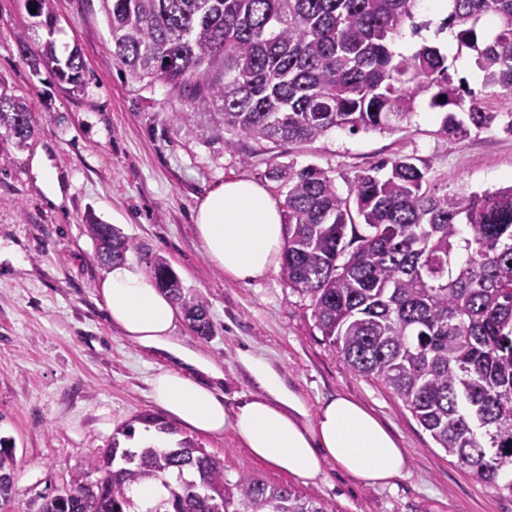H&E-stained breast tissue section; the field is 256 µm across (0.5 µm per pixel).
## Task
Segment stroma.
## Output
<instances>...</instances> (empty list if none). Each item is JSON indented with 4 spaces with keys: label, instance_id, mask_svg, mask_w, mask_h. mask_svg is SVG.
<instances>
[{
    "label": "stroma",
    "instance_id": "35a3bbf8",
    "mask_svg": "<svg viewBox=\"0 0 512 512\" xmlns=\"http://www.w3.org/2000/svg\"><path fill=\"white\" fill-rule=\"evenodd\" d=\"M57 44L78 46L84 86L60 82L51 67L31 72L16 39L44 42L24 0H0V92L26 99L35 129L17 149L0 129V249L16 247L30 265L18 273L0 262V437L12 439L18 462L16 493L1 512H39L45 498L111 445L135 416L163 409L149 395L159 367H177L174 355L126 341L108 319L97 286L107 268L83 218L94 212L138 245L128 259L148 267L168 260L185 289L205 303L214 327L199 339L181 320L174 341L218 366L227 405L259 386L245 356L263 360L307 413L320 400L346 394L387 423L410 461L394 486L361 485L326 462L311 483L254 458L232 432L199 437L223 461L226 478H258L290 485L328 504L331 512H512V495L478 482L435 443L381 384L354 376L315 326L311 301L289 288L281 270L242 284L215 268L202 251L194 208L224 180L248 178L277 200L286 189L270 179L277 165H314L330 172L340 192L360 171L398 155L430 165L439 191H482L512 184V135L496 129L451 140L439 134L441 115L418 108L393 133L333 130L275 149L255 145L251 159L224 147L220 134L203 137L204 115L186 113L162 82L130 80L112 61L102 0H54ZM45 153L59 175L62 203H53L31 162Z\"/></svg>",
    "mask_w": 512,
    "mask_h": 512
}]
</instances>
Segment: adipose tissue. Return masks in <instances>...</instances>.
I'll return each instance as SVG.
<instances>
[{"label":"adipose tissue","instance_id":"1","mask_svg":"<svg viewBox=\"0 0 512 512\" xmlns=\"http://www.w3.org/2000/svg\"><path fill=\"white\" fill-rule=\"evenodd\" d=\"M194 222L204 253L226 276L248 282L276 269L285 246L283 212L261 184L240 179L216 185L198 204ZM98 291L112 324L129 342L192 361L173 341L178 308L139 266L111 265ZM248 365L263 391L231 409L207 382L176 369L151 376V396L194 433L233 431L252 455L308 481L321 477L327 460L370 487L391 485L408 473L406 452L364 405L337 395L322 403L313 422H304L296 400L265 362L252 358Z\"/></svg>","mask_w":512,"mask_h":512}]
</instances>
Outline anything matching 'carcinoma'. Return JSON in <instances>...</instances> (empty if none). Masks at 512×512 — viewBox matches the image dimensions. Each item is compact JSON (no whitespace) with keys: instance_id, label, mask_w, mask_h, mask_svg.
<instances>
[{"instance_id":"obj_1","label":"carcinoma","mask_w":512,"mask_h":512,"mask_svg":"<svg viewBox=\"0 0 512 512\" xmlns=\"http://www.w3.org/2000/svg\"><path fill=\"white\" fill-rule=\"evenodd\" d=\"M114 63L133 80L162 81L209 116L204 135L224 133V147L249 142H311L333 129L396 131L420 101L442 113L439 133L463 139L500 128L495 112L467 79L454 78L448 54L423 44L394 50L406 28L418 31L417 0H103ZM48 40L17 37L36 72L50 65L79 86L78 47L57 55L58 18L51 0H26ZM442 27L458 49L473 52L485 88L512 92V0H448ZM0 128L26 146L33 113L0 95ZM431 168L408 155L361 171L347 193L327 171L276 166L284 183L286 244L282 275L311 299L316 328L343 366L401 401L448 456L473 477L512 494V185L448 193ZM95 241L112 238L103 263L126 260L133 240L88 213ZM156 283L182 306L193 331L213 335L204 302L189 295L163 257ZM135 422L168 435L161 417ZM14 448L0 438V504L13 495ZM71 475L40 512H331L292 486L258 478L235 482L224 463L189 437L168 448L120 447ZM166 490L142 506L132 489Z\"/></svg>"}]
</instances>
